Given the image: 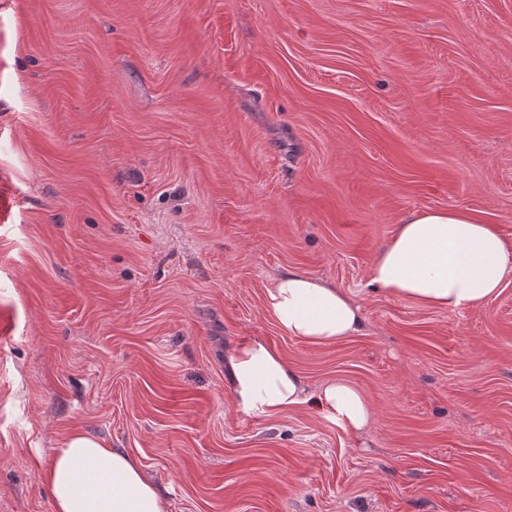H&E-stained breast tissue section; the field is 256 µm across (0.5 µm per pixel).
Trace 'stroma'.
<instances>
[{
	"label": "stroma",
	"mask_w": 512,
	"mask_h": 512,
	"mask_svg": "<svg viewBox=\"0 0 512 512\" xmlns=\"http://www.w3.org/2000/svg\"><path fill=\"white\" fill-rule=\"evenodd\" d=\"M0 196V512H52L75 428L169 512H512V283L453 314L369 284L413 211L512 241V0H0ZM287 269L360 333H282ZM250 339L372 427L240 412ZM265 303L283 333L315 345L353 336L364 325L361 307L348 293L293 270L273 279Z\"/></svg>",
	"instance_id": "stroma-1"
}]
</instances>
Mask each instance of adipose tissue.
Returning a JSON list of instances; mask_svg holds the SVG:
<instances>
[{
    "instance_id": "ef3b65f1",
    "label": "adipose tissue",
    "mask_w": 512,
    "mask_h": 512,
    "mask_svg": "<svg viewBox=\"0 0 512 512\" xmlns=\"http://www.w3.org/2000/svg\"><path fill=\"white\" fill-rule=\"evenodd\" d=\"M370 283L383 294L455 313L478 311L512 282V242L466 208L414 211L374 259ZM265 303L286 335L331 344L364 325L360 305L344 290L288 270L266 290ZM237 404L249 415H271L303 403L344 430L360 433L373 421L363 392L336 379L308 394L303 378L259 340L228 358ZM52 512H169L140 462L121 448L74 429L63 435L40 472Z\"/></svg>"
}]
</instances>
